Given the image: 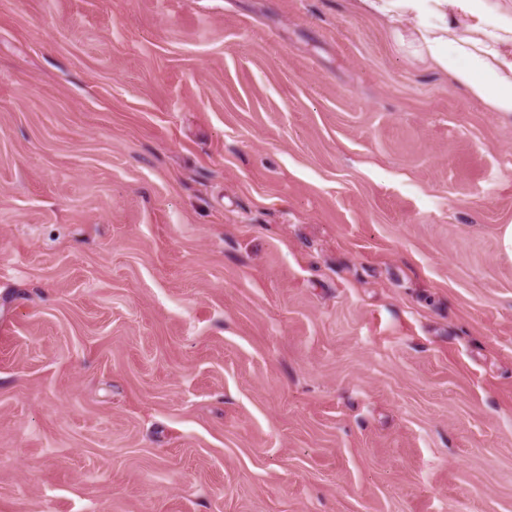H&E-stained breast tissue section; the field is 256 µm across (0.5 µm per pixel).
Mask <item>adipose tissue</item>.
<instances>
[{
	"label": "adipose tissue",
	"mask_w": 512,
	"mask_h": 512,
	"mask_svg": "<svg viewBox=\"0 0 512 512\" xmlns=\"http://www.w3.org/2000/svg\"><path fill=\"white\" fill-rule=\"evenodd\" d=\"M386 25L416 19L417 53L450 85L492 112L512 113V20L485 13L480 0H354Z\"/></svg>",
	"instance_id": "obj_1"
}]
</instances>
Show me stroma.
Here are the masks:
<instances>
[{"instance_id":"1","label":"stroma","mask_w":512,"mask_h":512,"mask_svg":"<svg viewBox=\"0 0 512 512\" xmlns=\"http://www.w3.org/2000/svg\"><path fill=\"white\" fill-rule=\"evenodd\" d=\"M507 224L352 0H0V512H512Z\"/></svg>"}]
</instances>
